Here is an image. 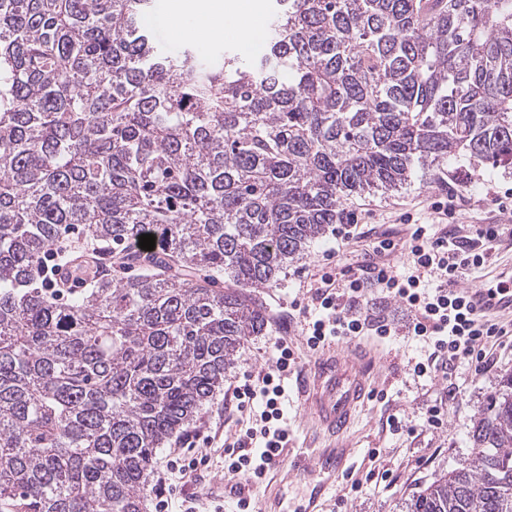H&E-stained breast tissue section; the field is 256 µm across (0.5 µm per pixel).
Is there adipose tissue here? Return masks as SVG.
<instances>
[{"instance_id": "ef3b65f1", "label": "adipose tissue", "mask_w": 512, "mask_h": 512, "mask_svg": "<svg viewBox=\"0 0 512 512\" xmlns=\"http://www.w3.org/2000/svg\"><path fill=\"white\" fill-rule=\"evenodd\" d=\"M170 18L179 37H203L225 23L244 24L248 27L246 47L259 45L260 21L246 0H180L179 9L173 10Z\"/></svg>"}]
</instances>
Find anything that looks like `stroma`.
Here are the masks:
<instances>
[{
    "label": "stroma",
    "instance_id": "obj_1",
    "mask_svg": "<svg viewBox=\"0 0 512 512\" xmlns=\"http://www.w3.org/2000/svg\"><path fill=\"white\" fill-rule=\"evenodd\" d=\"M449 186L461 198L458 211L448 222L449 228L493 221L502 227L485 268L465 277L461 285L476 288L494 280L504 267L512 265V215L497 216L493 205L494 192L512 189V170L477 169L462 159L449 161L440 171L416 170L411 183L399 190L351 197L344 205V218L361 225L362 238L336 253L332 250V235L324 234L310 244L302 259L289 266L283 284L266 292L265 302L278 323L276 333L253 341L229 368L225 380L231 383L267 372L274 336L286 337L297 348L296 365L282 376L285 407L281 422L295 453L311 454L327 445L300 409L296 396V380L313 358L299 323L300 312L311 305L308 274L324 268L345 273L360 263L373 241L385 236L396 241L406 238L410 228L399 223V213L406 211L415 221L430 222L429 202ZM361 339L377 342L384 361L377 369V393L353 426L350 443L366 455L371 449L378 452L376 458L367 456L360 464L361 473L367 476L372 470L384 471L388 478L379 481L367 477L360 490L355 491L346 477H333L326 495L327 512H401L404 503L421 488L467 463L474 423L490 395L498 390L502 376L512 371V349H497L488 367L481 371L464 362L452 376L436 372L419 377L412 368L416 362L427 360L431 352L424 341L401 333L378 339L370 330ZM440 402L447 407L442 425L427 426V407ZM393 416L400 421V430H390L388 420ZM210 471V487L223 494L224 512H234L239 497L258 503L265 496L264 486L225 477L223 453L213 454Z\"/></svg>",
    "mask_w": 512,
    "mask_h": 512
}]
</instances>
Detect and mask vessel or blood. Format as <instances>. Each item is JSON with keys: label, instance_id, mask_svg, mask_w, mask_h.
I'll return each instance as SVG.
<instances>
[{"label": "vessel or blood", "instance_id": "b4317fda", "mask_svg": "<svg viewBox=\"0 0 512 512\" xmlns=\"http://www.w3.org/2000/svg\"><path fill=\"white\" fill-rule=\"evenodd\" d=\"M467 302L481 312L512 313V289L493 293L469 289ZM376 358L365 347L338 343L317 354L307 378L297 388L301 408L338 441L312 463L315 472L336 473L345 465L348 449L342 448L348 431L373 391L371 372Z\"/></svg>", "mask_w": 512, "mask_h": 512}]
</instances>
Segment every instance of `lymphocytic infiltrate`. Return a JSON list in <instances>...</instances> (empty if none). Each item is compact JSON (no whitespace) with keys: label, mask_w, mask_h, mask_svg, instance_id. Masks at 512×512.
<instances>
[{"label":"lymphocytic infiltrate","mask_w":512,"mask_h":512,"mask_svg":"<svg viewBox=\"0 0 512 512\" xmlns=\"http://www.w3.org/2000/svg\"><path fill=\"white\" fill-rule=\"evenodd\" d=\"M499 236L494 224H481L470 233L459 230L429 233L425 225H416L407 240L395 242L385 238L373 242L365 260L350 270L347 278L325 271L316 281L312 295L313 313L303 318V333L309 351L325 344L361 335L367 319L361 306L368 288H378L396 299L410 312L405 324L407 335L422 339L431 346L428 362L416 363L417 376L453 369L467 361L484 368L491 347H512V330L499 327L488 314L467 306L466 292L460 281L471 271L481 268L490 258ZM407 254L408 269L399 271L387 257L396 249ZM272 366L256 383L230 385L226 396L237 411L257 406V419H246L244 430L235 441L226 444L225 469L228 475L257 484L267 473L282 448L288 443L282 418L280 384L283 372L296 362L295 352L285 338L272 345ZM207 451L174 448L155 470L153 489L158 512L177 508L178 512H223L224 506L213 495L200 494V485L209 477ZM185 488L180 503L166 499L171 487Z\"/></svg>","instance_id":"1"}]
</instances>
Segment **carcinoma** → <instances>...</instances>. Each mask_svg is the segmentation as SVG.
I'll list each match as a JSON object with an SVG mask.
<instances>
[{
    "label": "carcinoma",
    "mask_w": 512,
    "mask_h": 512,
    "mask_svg": "<svg viewBox=\"0 0 512 512\" xmlns=\"http://www.w3.org/2000/svg\"><path fill=\"white\" fill-rule=\"evenodd\" d=\"M273 2L217 68L159 50L152 0H0V512H146L348 197L512 169V0ZM73 226L120 266L60 299L35 277ZM472 438L406 512H512V373Z\"/></svg>",
    "instance_id": "carcinoma-1"
}]
</instances>
